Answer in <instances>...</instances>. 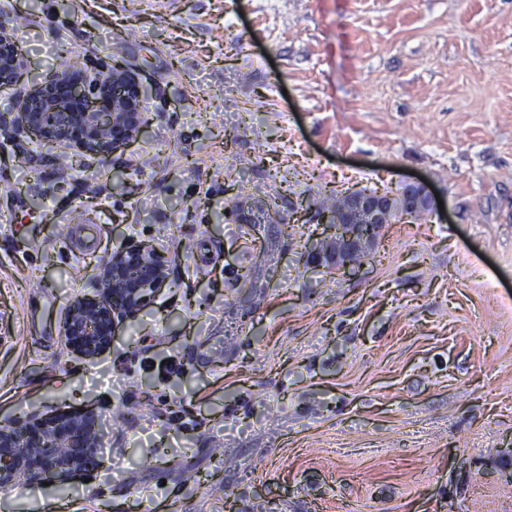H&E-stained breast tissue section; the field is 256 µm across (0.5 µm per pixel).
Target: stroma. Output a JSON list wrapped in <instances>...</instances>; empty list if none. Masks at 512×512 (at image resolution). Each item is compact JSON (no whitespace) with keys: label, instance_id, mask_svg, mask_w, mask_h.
Segmentation results:
<instances>
[{"label":"stroma","instance_id":"35a3bbf8","mask_svg":"<svg viewBox=\"0 0 512 512\" xmlns=\"http://www.w3.org/2000/svg\"><path fill=\"white\" fill-rule=\"evenodd\" d=\"M1 23L30 74L118 62L155 92L107 163L0 131V426L105 432L0 512H512V0H12ZM410 181L442 210L351 280L299 266L319 224L229 208ZM131 242L168 283L111 350L69 351Z\"/></svg>","mask_w":512,"mask_h":512}]
</instances>
